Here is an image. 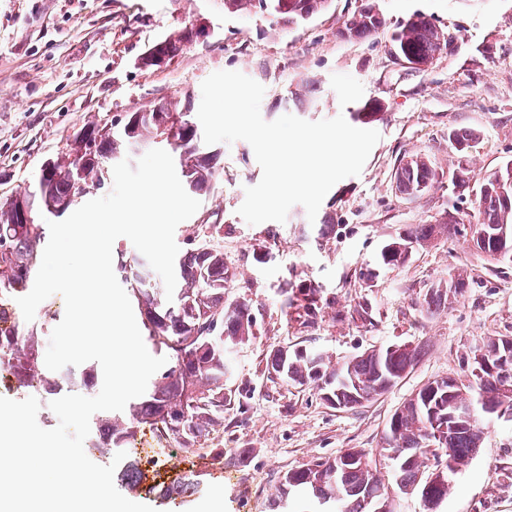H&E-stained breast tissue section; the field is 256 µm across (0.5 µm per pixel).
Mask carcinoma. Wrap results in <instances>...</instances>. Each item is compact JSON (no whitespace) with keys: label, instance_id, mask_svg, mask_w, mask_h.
<instances>
[{"label":"carcinoma","instance_id":"1","mask_svg":"<svg viewBox=\"0 0 512 512\" xmlns=\"http://www.w3.org/2000/svg\"><path fill=\"white\" fill-rule=\"evenodd\" d=\"M258 0H224L230 14L251 13ZM292 8L278 10L277 22L290 26L323 10L328 0H288ZM376 14L362 10L345 23L353 39L368 38L382 26ZM399 55L416 64L433 58L448 46V37L424 14H415L394 34ZM187 43L184 33L170 35L151 46L143 63L158 52L173 57ZM93 149H84L78 137L51 158V169H41L32 188L36 200L33 223H18V198L0 201V369L11 375L20 388H35L49 398L74 385L89 386L97 373L93 365L64 373L49 370L43 361L45 333L39 326L16 320L9 301L28 290L36 271L47 225L38 221L44 213L40 203L47 197L74 205L78 199L104 185L110 163L130 158L140 150L158 147L174 160L177 175L190 195L206 190L214 177L216 154L209 150L199 125L188 129L182 142L170 140L166 131L131 112L112 123L84 125ZM472 132H457L451 143L464 154L475 143ZM436 173L422 157L401 164L397 189L408 196L424 192ZM483 236L479 252L496 260L497 254L512 249V168H504L483 179L479 188L477 222L467 224L454 209L435 224H410L388 240L375 257V268L362 270L369 282L373 270L404 265L413 249L449 237ZM224 234L222 224H200L196 235L182 241L176 257V288L167 302L164 287L157 284L147 263L119 251L113 260L114 273L129 288L137 305L146 340L167 358L155 372L146 392L121 414H105L94 421L95 447L110 457L126 453L114 472L117 484L136 490L142 484L138 460L128 445L135 429L149 425L163 437H173L183 452H190L216 427L224 425V387L233 374V354L256 338L257 316L252 300H229L224 291L233 273L224 264V247L211 243ZM469 286L468 278L456 274L445 287L430 288L421 306L430 310L444 306ZM281 312L311 326L327 305L323 288L310 281H288L277 288ZM423 354L419 344H396L348 356L333 364L315 351L282 347L270 351L267 370L278 379L312 385L328 392L325 402L355 408L394 388L413 369ZM486 367H478L476 358ZM467 367L480 368L468 382L454 378L429 381L398 408L387 422L382 447L360 449V460L344 461L346 452L289 470L279 482L272 499L273 509L288 512L292 494L310 500L308 512H398L399 501L414 497L427 512H437L448 498V476L472 459L480 447L484 425L492 419L512 418V339L488 336L466 355ZM469 409V419L459 416ZM201 479L184 476L169 485H155L148 493L165 501L186 499L200 491Z\"/></svg>","mask_w":512,"mask_h":512}]
</instances>
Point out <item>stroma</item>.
Returning a JSON list of instances; mask_svg holds the SVG:
<instances>
[{
    "label": "stroma",
    "mask_w": 512,
    "mask_h": 512,
    "mask_svg": "<svg viewBox=\"0 0 512 512\" xmlns=\"http://www.w3.org/2000/svg\"><path fill=\"white\" fill-rule=\"evenodd\" d=\"M383 19L378 33L347 40L340 31L364 5ZM430 17L448 47L426 67L396 53L393 34L413 14ZM210 36L161 66L142 57L156 41L190 26ZM238 71L264 86L261 115L307 121L344 116L379 104L367 129L379 132L361 173L333 186L315 220L293 206L285 222L248 224L238 213L246 187L262 170L243 140L218 144L217 174L200 207L175 230L224 227V262L235 278L229 297L252 299L258 330L234 355L224 424L194 452L141 426L132 448L147 482L192 471L202 490L180 506L145 492L131 501L157 512H196L214 492L223 512H268L281 477L303 463L347 448H377L391 415L425 383L467 375L464 357L487 336L512 338V264H492L468 239H440L416 248L410 261L382 270L374 283L359 276L383 244L410 224H432L468 171L471 185L512 161V0H329L310 20L285 26L269 15H228L224 0H0V198L33 185L43 163L87 121L139 112L162 99L200 97L213 72ZM455 130L473 132L468 153L452 148ZM428 159L433 185L400 194L403 160ZM465 272L458 301L433 311L420 302L429 288ZM286 280L321 285L329 301L314 326L287 323L276 290ZM365 306L369 320L354 317ZM394 343L420 344L424 356L389 392L355 409L325 403L313 386L270 379L271 349H313L331 361ZM224 465L211 466V449ZM247 460H240V453ZM439 512H512V421L487 424L469 465L452 477Z\"/></svg>",
    "instance_id": "35a3bbf8"
}]
</instances>
